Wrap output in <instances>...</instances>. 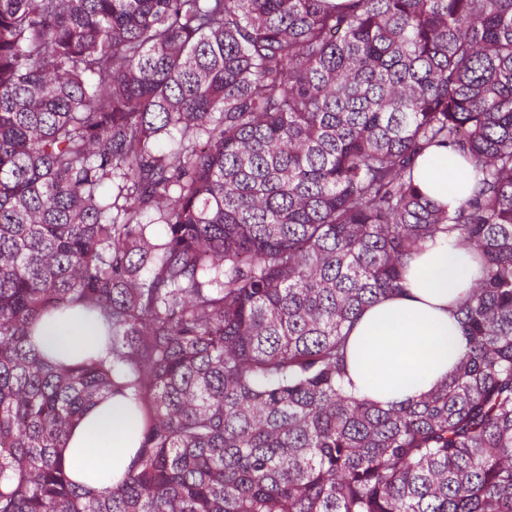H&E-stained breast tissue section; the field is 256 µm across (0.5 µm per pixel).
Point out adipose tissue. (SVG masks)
Returning a JSON list of instances; mask_svg holds the SVG:
<instances>
[{"label": "adipose tissue", "instance_id": "obj_1", "mask_svg": "<svg viewBox=\"0 0 512 512\" xmlns=\"http://www.w3.org/2000/svg\"><path fill=\"white\" fill-rule=\"evenodd\" d=\"M415 177L429 198L451 208L474 189L467 163L449 147L428 149L417 160ZM479 275L475 253L445 240L413 254L403 291L367 308L350 331L346 391L390 409L449 378L467 346L452 311ZM97 336L94 323L71 311L42 318L35 343L72 364L95 352ZM141 430V417L128 399L91 406L61 450L73 480L94 493L121 482L136 457Z\"/></svg>", "mask_w": 512, "mask_h": 512}]
</instances>
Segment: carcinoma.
<instances>
[{"label": "carcinoma", "instance_id": "obj_1", "mask_svg": "<svg viewBox=\"0 0 512 512\" xmlns=\"http://www.w3.org/2000/svg\"><path fill=\"white\" fill-rule=\"evenodd\" d=\"M449 146L473 195L415 183ZM448 237L480 277L419 400L348 334ZM102 321L53 364L37 322ZM143 416L122 483L59 449ZM0 512H512V0H0ZM142 420L126 398L91 406L60 448L74 481L93 493L121 482L141 441Z\"/></svg>", "mask_w": 512, "mask_h": 512}]
</instances>
